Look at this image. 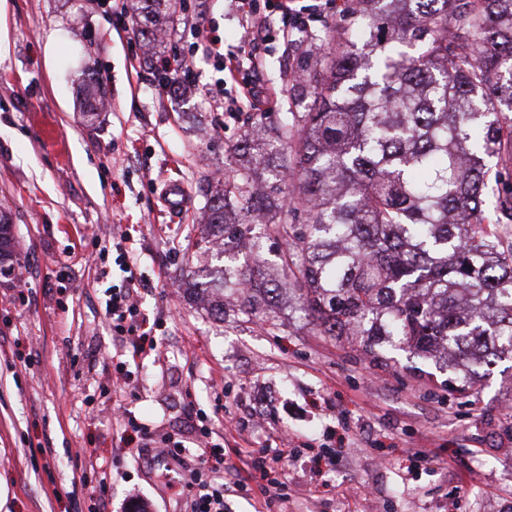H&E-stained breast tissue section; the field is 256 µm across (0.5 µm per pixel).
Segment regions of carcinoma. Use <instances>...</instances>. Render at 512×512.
I'll return each instance as SVG.
<instances>
[{
  "label": "carcinoma",
  "mask_w": 512,
  "mask_h": 512,
  "mask_svg": "<svg viewBox=\"0 0 512 512\" xmlns=\"http://www.w3.org/2000/svg\"><path fill=\"white\" fill-rule=\"evenodd\" d=\"M138 2L135 31L162 33L177 0ZM352 2L284 90L306 112L245 118L241 150L264 165L268 147L279 169H233L207 197L212 235L249 252L209 308L224 317L227 291L251 314L278 300L259 226L321 335L374 362L440 360L465 371L441 385L466 391L512 359V176L490 165L512 154V0ZM13 254L0 218V275Z\"/></svg>",
  "instance_id": "cac0c4a2"
}]
</instances>
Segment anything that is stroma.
Listing matches in <instances>:
<instances>
[{
    "instance_id": "obj_1",
    "label": "stroma",
    "mask_w": 512,
    "mask_h": 512,
    "mask_svg": "<svg viewBox=\"0 0 512 512\" xmlns=\"http://www.w3.org/2000/svg\"><path fill=\"white\" fill-rule=\"evenodd\" d=\"M113 0H0V211L18 245L0 275V499L6 512H186L185 489L158 467L163 440L188 441L203 421L233 465L281 431L301 453L275 468L286 512H512V365L466 393L440 387L430 361L386 363L320 335L284 290L274 323L227 300L223 320L189 300L217 287L223 259L194 255L203 193L216 170L250 166L238 150L242 113L209 90L225 78L202 53L166 35L155 48L123 29ZM269 4L264 112L282 91L300 43L323 37L347 0ZM206 13L232 51L245 19L231 0H187L176 24ZM185 55L191 88L160 89L152 52ZM183 184L172 214L164 189ZM127 234L146 280L138 304L154 348L128 363L126 406L154 446L121 442L112 415L117 347L105 300L123 274L112 233ZM50 456H42V449ZM433 456L424 464L422 455Z\"/></svg>"
}]
</instances>
